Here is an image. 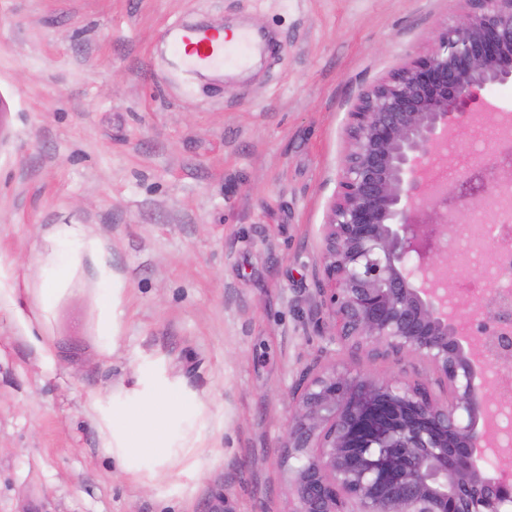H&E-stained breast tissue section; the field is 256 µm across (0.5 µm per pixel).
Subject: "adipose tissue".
<instances>
[{
    "label": "adipose tissue",
    "instance_id": "obj_1",
    "mask_svg": "<svg viewBox=\"0 0 512 512\" xmlns=\"http://www.w3.org/2000/svg\"><path fill=\"white\" fill-rule=\"evenodd\" d=\"M178 400L162 396L149 409L120 410L115 414L124 429L123 450L130 456H164L166 451L165 421L175 410Z\"/></svg>",
    "mask_w": 512,
    "mask_h": 512
}]
</instances>
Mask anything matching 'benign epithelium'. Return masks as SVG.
Listing matches in <instances>:
<instances>
[{
  "instance_id": "1",
  "label": "benign epithelium",
  "mask_w": 512,
  "mask_h": 512,
  "mask_svg": "<svg viewBox=\"0 0 512 512\" xmlns=\"http://www.w3.org/2000/svg\"><path fill=\"white\" fill-rule=\"evenodd\" d=\"M466 9L430 51L359 99L339 191L322 228L320 306L354 350L408 354L436 374L425 387L312 366L292 393L285 459L297 512H508L512 475L490 476L488 383L512 363V302L489 293L460 320L440 252L452 187L433 177L440 148L475 121L470 103L512 82V0ZM512 173L461 206L508 197Z\"/></svg>"
}]
</instances>
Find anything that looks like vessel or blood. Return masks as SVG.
Segmentation results:
<instances>
[{"mask_svg": "<svg viewBox=\"0 0 512 512\" xmlns=\"http://www.w3.org/2000/svg\"><path fill=\"white\" fill-rule=\"evenodd\" d=\"M166 39L167 67L206 86L223 81L225 73L247 69L255 58L264 57L271 45L269 37L259 31L243 29L237 37L227 39L221 29L182 19L167 27Z\"/></svg>", "mask_w": 512, "mask_h": 512, "instance_id": "1", "label": "vessel or blood"}]
</instances>
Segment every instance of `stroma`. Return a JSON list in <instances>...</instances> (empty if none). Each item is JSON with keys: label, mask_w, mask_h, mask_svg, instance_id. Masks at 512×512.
<instances>
[{"label": "stroma", "mask_w": 512, "mask_h": 512, "mask_svg": "<svg viewBox=\"0 0 512 512\" xmlns=\"http://www.w3.org/2000/svg\"><path fill=\"white\" fill-rule=\"evenodd\" d=\"M463 0H0V512H296L283 464L308 367L431 388L340 344L322 226L361 95ZM276 40L225 90L169 75L180 17ZM512 142L446 149L494 173ZM179 398L164 457L123 460L117 410Z\"/></svg>", "instance_id": "1"}]
</instances>
